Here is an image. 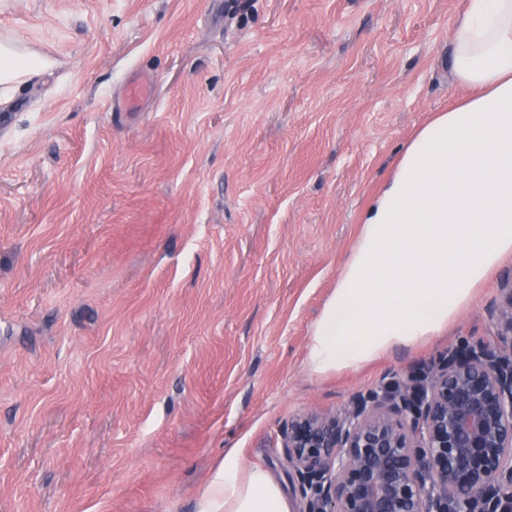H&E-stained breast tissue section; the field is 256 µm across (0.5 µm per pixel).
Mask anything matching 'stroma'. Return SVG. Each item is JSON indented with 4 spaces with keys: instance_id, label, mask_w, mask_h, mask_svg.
Instances as JSON below:
<instances>
[{
    "instance_id": "1",
    "label": "stroma",
    "mask_w": 512,
    "mask_h": 512,
    "mask_svg": "<svg viewBox=\"0 0 512 512\" xmlns=\"http://www.w3.org/2000/svg\"><path fill=\"white\" fill-rule=\"evenodd\" d=\"M467 0H0V512H195L225 452L493 339L311 375V326L404 145L463 95ZM155 83L135 111L126 83ZM35 61L22 63L12 50L1 46L0 48V82L11 83L18 77H25L37 66Z\"/></svg>"
}]
</instances>
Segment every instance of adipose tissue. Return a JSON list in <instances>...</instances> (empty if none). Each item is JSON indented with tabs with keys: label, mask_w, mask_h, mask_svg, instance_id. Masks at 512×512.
Wrapping results in <instances>:
<instances>
[{
	"label": "adipose tissue",
	"mask_w": 512,
	"mask_h": 512,
	"mask_svg": "<svg viewBox=\"0 0 512 512\" xmlns=\"http://www.w3.org/2000/svg\"><path fill=\"white\" fill-rule=\"evenodd\" d=\"M451 72L467 97L435 113L362 211L356 244L311 327L307 366L355 370L438 337L512 254V0H468ZM196 512H294L267 469L217 463Z\"/></svg>",
	"instance_id": "1"
}]
</instances>
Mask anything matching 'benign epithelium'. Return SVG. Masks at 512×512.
Instances as JSON below:
<instances>
[{"label":"benign epithelium","mask_w":512,"mask_h":512,"mask_svg":"<svg viewBox=\"0 0 512 512\" xmlns=\"http://www.w3.org/2000/svg\"><path fill=\"white\" fill-rule=\"evenodd\" d=\"M495 342L463 339L342 412L283 432L303 512H512V285Z\"/></svg>","instance_id":"benign-epithelium-1"}]
</instances>
